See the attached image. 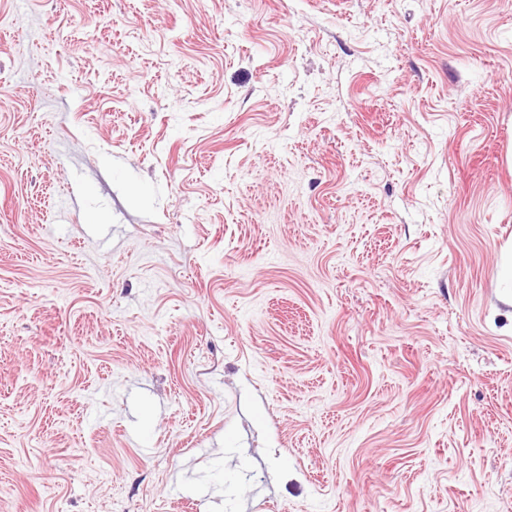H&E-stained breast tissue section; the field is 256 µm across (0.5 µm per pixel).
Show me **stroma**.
I'll return each mask as SVG.
<instances>
[{
    "label": "stroma",
    "mask_w": 512,
    "mask_h": 512,
    "mask_svg": "<svg viewBox=\"0 0 512 512\" xmlns=\"http://www.w3.org/2000/svg\"><path fill=\"white\" fill-rule=\"evenodd\" d=\"M512 0H0V512H512Z\"/></svg>",
    "instance_id": "35a3bbf8"
}]
</instances>
